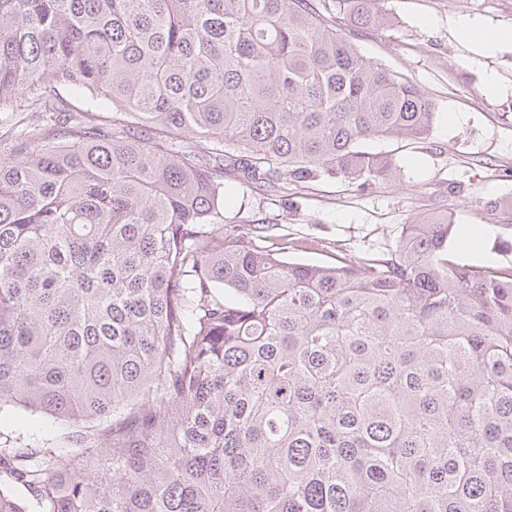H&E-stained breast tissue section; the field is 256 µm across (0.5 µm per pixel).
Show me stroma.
Wrapping results in <instances>:
<instances>
[{"instance_id":"35a3bbf8","label":"stroma","mask_w":512,"mask_h":512,"mask_svg":"<svg viewBox=\"0 0 512 512\" xmlns=\"http://www.w3.org/2000/svg\"><path fill=\"white\" fill-rule=\"evenodd\" d=\"M395 17L388 30H348L368 60L404 75L433 101L437 112L420 143H369L393 153L399 168L388 185L361 192L334 180L272 191L231 184L224 199V226L253 220L272 223V233L295 244L286 260L350 264L387 252L403 224L448 204L454 227L448 252L455 263L512 267V224L488 215V200L512 195V41L490 48L462 43L458 23L512 30V0H385ZM495 81L488 92L487 81ZM457 186L449 196V186ZM483 226L476 244L460 241L464 226ZM62 421L29 420L18 412L0 417V448L61 447Z\"/></svg>"}]
</instances>
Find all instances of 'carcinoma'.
<instances>
[{
    "mask_svg": "<svg viewBox=\"0 0 512 512\" xmlns=\"http://www.w3.org/2000/svg\"><path fill=\"white\" fill-rule=\"evenodd\" d=\"M381 0H0V512H512V267L452 212L357 265L224 233L225 181L397 177L427 94L328 23ZM110 108L70 112L60 89ZM212 145L216 164L182 143ZM512 224V196L486 203ZM17 104L0 108L3 111L0 112V161L7 162L12 158L11 135L31 121V112H21L24 108ZM29 422L24 412H15L0 419V448H63V422L50 417L33 416Z\"/></svg>",
    "mask_w": 512,
    "mask_h": 512,
    "instance_id": "1",
    "label": "carcinoma"
}]
</instances>
